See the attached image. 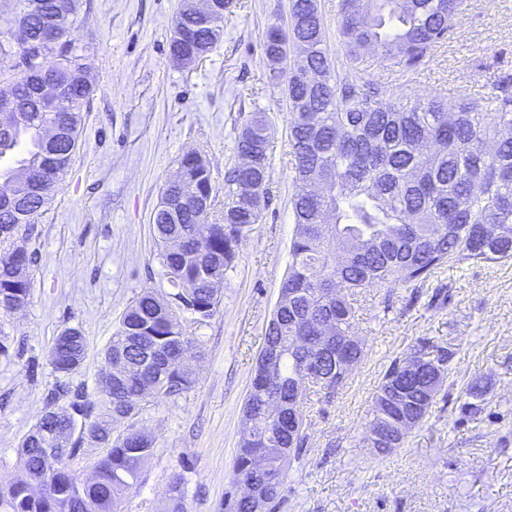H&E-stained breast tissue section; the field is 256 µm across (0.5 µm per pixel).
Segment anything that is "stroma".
I'll return each instance as SVG.
<instances>
[{
	"instance_id": "stroma-1",
	"label": "stroma",
	"mask_w": 512,
	"mask_h": 512,
	"mask_svg": "<svg viewBox=\"0 0 512 512\" xmlns=\"http://www.w3.org/2000/svg\"><path fill=\"white\" fill-rule=\"evenodd\" d=\"M182 0H78L68 39L89 69L93 92L77 150L37 220L38 253L24 308L0 310V482L17 474L20 439L44 411L55 375L48 354L68 327L83 331L86 358L75 376L98 401L105 348L124 310L144 289L170 291L152 217L181 155L198 150L224 212V175L237 164L235 136L255 111L275 123L271 201L243 239L214 314L180 311L202 343L195 386L150 400L133 426L155 438L126 512H159L169 483L186 480V512H217L229 490L243 405L288 265L295 226L287 108L269 84L261 45L286 21L289 0H233L224 36L198 64L169 55ZM387 97L423 90L479 101L512 77V0H466L454 36L413 72H390L374 55L361 66ZM354 331L365 356L334 396L315 392L302 411L309 439L288 472L276 512H512V263L439 270L424 287H371L353 296ZM453 345L444 395L405 448L372 455L358 439L373 394L394 358L421 343ZM487 381L489 406L463 416V390Z\"/></svg>"
}]
</instances>
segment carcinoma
<instances>
[{
    "label": "carcinoma",
    "instance_id": "1",
    "mask_svg": "<svg viewBox=\"0 0 512 512\" xmlns=\"http://www.w3.org/2000/svg\"><path fill=\"white\" fill-rule=\"evenodd\" d=\"M464 0H340L336 52L332 56L318 0H290L288 24H272L261 45L269 82L283 87L288 103V136L295 191L291 197L295 233L288 269L265 330L258 360L276 347L283 355L275 382L258 377L243 413L256 416L253 433L238 442L230 483L258 484L269 504L282 497L288 469L302 454L308 434L302 407L310 393L299 375L301 364L318 358L326 378L325 394L347 383L336 369V342L315 334V324L331 320L336 335L353 330L350 297L368 287L422 285L447 265L512 260V79L504 78L479 105L461 98L448 105L428 94L383 97L382 86L363 78L359 60L375 54L382 63L416 69L429 50L448 40ZM224 34V15L201 26L183 6L175 16L169 43L171 59L184 67L203 59ZM58 57L57 79L69 88L66 136L78 143L88 79L69 43L34 50L14 41L0 27V57L30 60L46 51ZM454 113L448 123V112ZM58 113L31 106L0 131V181L35 177L42 162L40 139ZM270 117L253 113L242 123L235 153L252 152L254 165H236L224 177V217L216 223L195 206L196 197L214 192L208 163L196 150L179 159L182 184L178 214L169 211L170 186L162 188L154 212L159 259L172 292L165 298L146 289L124 312L104 351L109 381L95 403L73 383L87 353L78 328L56 336L49 362L56 381L45 396L38 422L18 444L16 479L0 484V512H123L125 493L137 483L153 454L155 440L130 429L113 435V425L137 417L150 397L176 398L196 382L195 370L180 350L198 344L176 322L172 302L201 320L218 306L242 238L260 223L268 200H242L245 180L270 184L272 155ZM315 181L330 184L327 196L305 195ZM45 207L33 202L31 216L0 235V296L30 295L29 268L36 252L16 239L36 236L35 220ZM394 359L372 397L369 425L380 430V444L391 447L388 434L396 422L411 418L420 426L435 400L422 387L423 374L397 378ZM461 406L467 416L487 409L485 388L473 380ZM67 425L66 450L47 457V433ZM105 449L92 477L81 480L70 461L83 443ZM266 465L257 471L253 458ZM186 481L177 477L167 488L164 512H185ZM248 498L228 492L220 512H251Z\"/></svg>",
    "mask_w": 512,
    "mask_h": 512
}]
</instances>
